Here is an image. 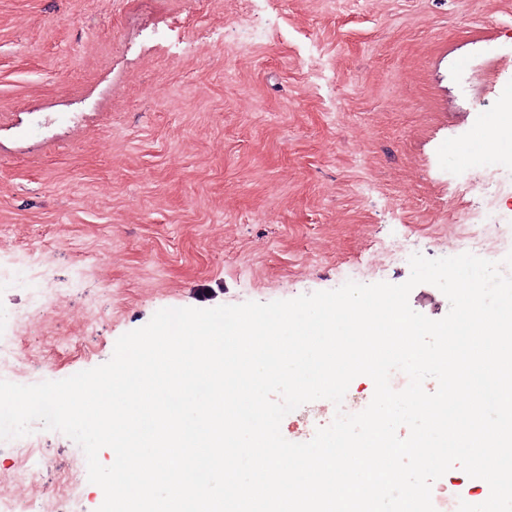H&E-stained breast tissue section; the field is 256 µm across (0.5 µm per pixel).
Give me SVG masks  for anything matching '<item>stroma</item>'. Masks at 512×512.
I'll return each instance as SVG.
<instances>
[{"label":"stroma","mask_w":512,"mask_h":512,"mask_svg":"<svg viewBox=\"0 0 512 512\" xmlns=\"http://www.w3.org/2000/svg\"><path fill=\"white\" fill-rule=\"evenodd\" d=\"M509 104L512 0H0V268L48 256L40 294L0 285L20 384L105 364L163 308L404 283L391 247L451 256L465 183L512 170L473 151ZM31 437L17 495L97 512L81 447Z\"/></svg>","instance_id":"1"}]
</instances>
